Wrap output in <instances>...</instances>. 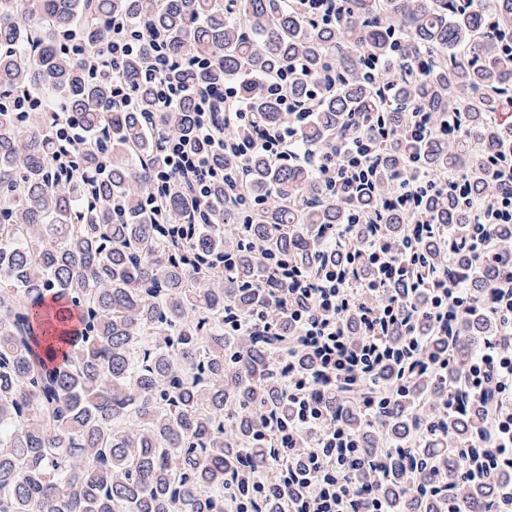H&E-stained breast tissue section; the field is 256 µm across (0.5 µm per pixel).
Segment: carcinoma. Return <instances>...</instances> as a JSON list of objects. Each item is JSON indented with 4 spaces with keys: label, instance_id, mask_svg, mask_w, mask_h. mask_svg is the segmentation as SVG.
<instances>
[{
    "label": "carcinoma",
    "instance_id": "obj_1",
    "mask_svg": "<svg viewBox=\"0 0 512 512\" xmlns=\"http://www.w3.org/2000/svg\"><path fill=\"white\" fill-rule=\"evenodd\" d=\"M333 25L316 26L284 0H0V92L33 91L51 107L74 113L92 144L80 151L68 184L53 177L55 132L45 112L20 117L0 105V512H224L250 476L271 462L272 425L292 408L275 361L288 317L275 334L224 333V321L270 308L283 295L269 258L284 255L306 268L332 258L322 241L347 223L348 209L372 212L379 197L356 193L341 203L308 164L276 165L262 153L218 158L245 173V189L268 206L247 235L265 250L241 248L224 230L235 212L216 188L211 217L181 220L194 197L169 195V224H158L142 196L169 133L191 136L193 98L163 109L146 75L150 45L122 63L134 89L112 102V84L92 79L62 50L59 37L76 25L91 47L111 15L141 20L170 56L201 64L168 77L212 90L235 80L264 127L283 121L257 77L304 66L288 84L303 102L318 88L319 107L299 132L306 147L331 145L352 116L389 128L374 159L389 184L418 165L434 175L462 174L468 197L433 195L427 208L437 229L424 262L462 280L472 296L465 314L429 334L423 357L445 361L401 396L368 413L349 395H314L337 421L364 439L348 481L372 488L387 512H490L494 474L475 473L481 415L448 409V389L462 393L476 339L499 333L484 300L512 267V223L493 224L500 249L482 259L445 248L446 235L479 233L477 205L492 191L479 156L512 151V125L495 114L512 104V0H345ZM377 57L393 75L385 100L364 78ZM423 108L456 120L448 138L417 142L401 130ZM110 157L98 174L99 155ZM124 207L112 209V199ZM382 230L400 243L406 218L381 213ZM231 270L224 273L225 263ZM427 426L423 448L406 435ZM388 445L382 477L375 448Z\"/></svg>",
    "mask_w": 512,
    "mask_h": 512
}]
</instances>
